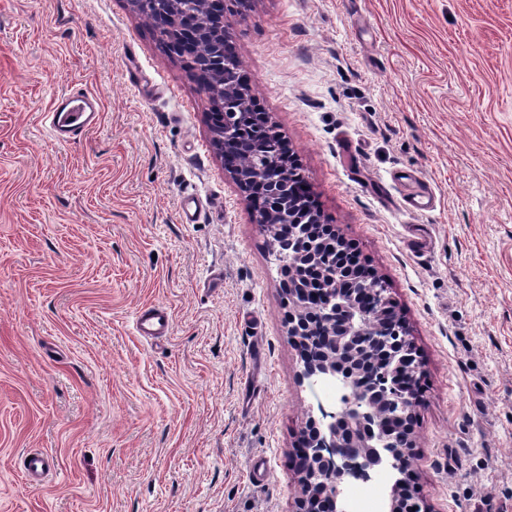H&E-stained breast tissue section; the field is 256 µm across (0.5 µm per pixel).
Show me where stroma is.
<instances>
[{
	"instance_id": "35a3bbf8",
	"label": "stroma",
	"mask_w": 512,
	"mask_h": 512,
	"mask_svg": "<svg viewBox=\"0 0 512 512\" xmlns=\"http://www.w3.org/2000/svg\"><path fill=\"white\" fill-rule=\"evenodd\" d=\"M224 25L421 363L412 503L512 512V0H252ZM74 88L99 121L58 142L42 114ZM209 112L130 0H0V512H296L315 395ZM137 330L141 336H168L171 332V317L161 305L143 310L137 319Z\"/></svg>"
}]
</instances>
